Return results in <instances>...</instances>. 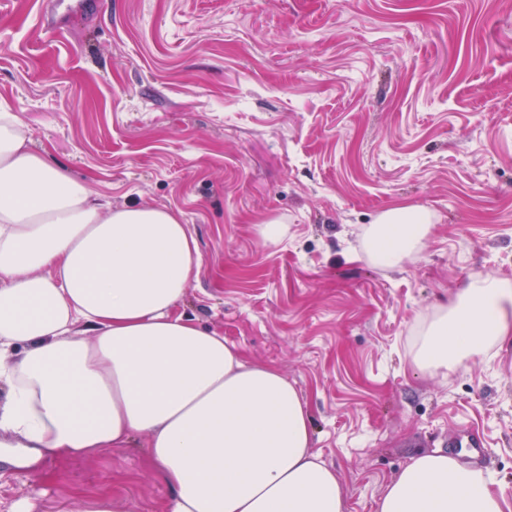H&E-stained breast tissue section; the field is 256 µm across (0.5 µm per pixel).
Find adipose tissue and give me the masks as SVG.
Instances as JSON below:
<instances>
[{
  "mask_svg": "<svg viewBox=\"0 0 512 512\" xmlns=\"http://www.w3.org/2000/svg\"><path fill=\"white\" fill-rule=\"evenodd\" d=\"M433 222L428 209L388 207L365 251L396 267ZM198 256L179 213L111 206L0 107V463L26 476L142 435L169 512H347L295 386L182 313ZM510 340L512 282L488 275L440 309L412 362L448 370ZM377 512L512 506L436 450L391 479Z\"/></svg>",
  "mask_w": 512,
  "mask_h": 512,
  "instance_id": "1",
  "label": "adipose tissue"
}]
</instances>
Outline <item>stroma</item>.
<instances>
[{
  "instance_id": "35a3bbf8",
  "label": "stroma",
  "mask_w": 512,
  "mask_h": 512,
  "mask_svg": "<svg viewBox=\"0 0 512 512\" xmlns=\"http://www.w3.org/2000/svg\"><path fill=\"white\" fill-rule=\"evenodd\" d=\"M88 2L57 30L41 0H0V103L34 147L112 205L181 213L200 251L182 312L295 384L348 512L465 427L512 502V345L411 361L438 306L512 280V0ZM394 204L434 212L420 252L353 256ZM35 488L34 512L169 499L142 436L0 476V512Z\"/></svg>"
}]
</instances>
